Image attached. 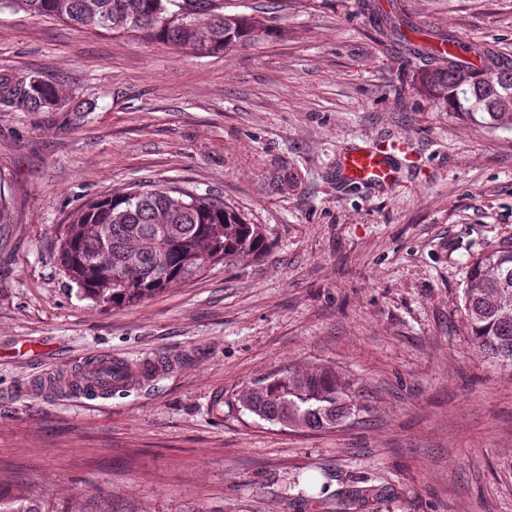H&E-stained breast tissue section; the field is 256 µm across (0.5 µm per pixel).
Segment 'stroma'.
I'll return each mask as SVG.
<instances>
[{"label":"stroma","instance_id":"stroma-1","mask_svg":"<svg viewBox=\"0 0 512 512\" xmlns=\"http://www.w3.org/2000/svg\"><path fill=\"white\" fill-rule=\"evenodd\" d=\"M418 29L512 54V0H370ZM271 34L173 50L0 12V74L63 84L78 112L0 105V488L130 512H512V371L461 313L468 266L512 242V129L418 94L358 0H226ZM392 141L400 181L347 188L336 159ZM151 181L213 191L267 255L134 305L71 290L53 259L85 195ZM107 353L172 365L110 398L45 377ZM353 381L356 420L293 431L235 394L288 368Z\"/></svg>","mask_w":512,"mask_h":512}]
</instances>
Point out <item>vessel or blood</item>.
<instances>
[{
    "instance_id": "b4317fda",
    "label": "vessel or blood",
    "mask_w": 512,
    "mask_h": 512,
    "mask_svg": "<svg viewBox=\"0 0 512 512\" xmlns=\"http://www.w3.org/2000/svg\"><path fill=\"white\" fill-rule=\"evenodd\" d=\"M401 164L395 151L372 145H357L342 153L336 162V177L344 183L372 188H387L400 177ZM163 362L146 358L136 368L112 359L97 356L75 376L62 380L69 393L79 397L109 398L113 390L133 385L140 379L161 371Z\"/></svg>"
}]
</instances>
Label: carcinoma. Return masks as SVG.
<instances>
[{"mask_svg": "<svg viewBox=\"0 0 512 512\" xmlns=\"http://www.w3.org/2000/svg\"><path fill=\"white\" fill-rule=\"evenodd\" d=\"M48 16L73 29L130 34L173 48L218 53L270 35L267 25L246 14L227 13L217 0H0L2 10ZM409 22L388 15L374 19V38L402 54L411 86L438 105L497 128L512 123V57L472 43L481 62L454 57L456 40L418 45L405 34ZM492 73L494 79L485 78ZM0 104L22 112L66 107L63 90L27 73L0 78ZM271 242L220 195L185 186L143 184L122 193L88 197L63 225L57 264L88 298L107 297L114 308L129 306L208 266L265 255ZM461 310L479 350L512 370V242L493 247L468 267ZM262 420L303 431H321L361 411L352 381L331 367L277 373L237 398ZM375 489L361 488L331 512H348ZM0 512H72L66 503L12 496L0 491ZM80 512H130L112 499L90 495Z\"/></svg>", "mask_w": 512, "mask_h": 512, "instance_id": "1", "label": "carcinoma"}]
</instances>
